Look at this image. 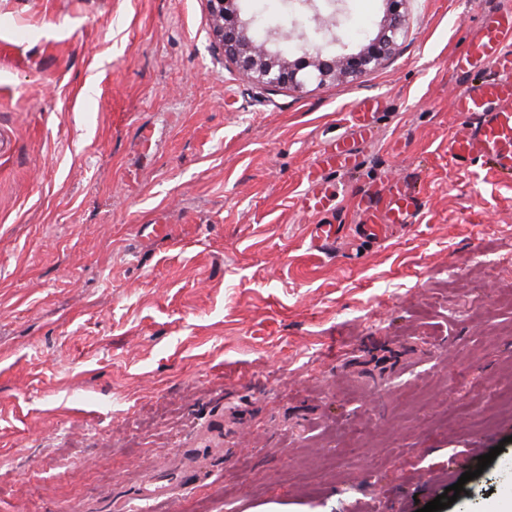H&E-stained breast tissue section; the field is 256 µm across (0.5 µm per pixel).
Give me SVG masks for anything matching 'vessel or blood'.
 Returning <instances> with one entry per match:
<instances>
[{
    "mask_svg": "<svg viewBox=\"0 0 512 512\" xmlns=\"http://www.w3.org/2000/svg\"><path fill=\"white\" fill-rule=\"evenodd\" d=\"M486 61L497 64L500 74L479 85H462L454 96V109L476 117L474 130L456 136L449 147L451 160L461 165L475 160L492 162L499 173L512 175V13L486 14L478 35L457 56L455 67L466 72ZM379 108L376 99L356 101L350 116L363 133L372 130ZM349 149L338 148L322 153L305 180L307 188L296 195L294 204L302 211L316 212L325 207L327 192L322 172L354 164ZM360 216L362 234L372 240L387 238L394 227L414 223L421 203L402 179L368 189L354 198Z\"/></svg>",
    "mask_w": 512,
    "mask_h": 512,
    "instance_id": "obj_1",
    "label": "vessel or blood"
}]
</instances>
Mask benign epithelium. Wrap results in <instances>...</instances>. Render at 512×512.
I'll return each instance as SVG.
<instances>
[{
    "label": "benign epithelium",
    "mask_w": 512,
    "mask_h": 512,
    "mask_svg": "<svg viewBox=\"0 0 512 512\" xmlns=\"http://www.w3.org/2000/svg\"><path fill=\"white\" fill-rule=\"evenodd\" d=\"M303 9L298 24L304 28L314 24L317 34H331L339 25L336 13L324 14L318 0H293ZM234 0H207L212 29L219 49L235 61L242 73L271 87L291 86L303 91L311 82L323 84L354 73H364L384 60L396 47L402 28L397 0H391L383 23L375 36L367 38L362 48L353 53L327 61L302 49L303 56L290 60L282 56L277 45L291 35L274 31L264 43L256 42L249 34L251 21L233 8Z\"/></svg>",
    "instance_id": "benign-epithelium-1"
}]
</instances>
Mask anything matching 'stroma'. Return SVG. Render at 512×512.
Segmentation results:
<instances>
[{"mask_svg": "<svg viewBox=\"0 0 512 512\" xmlns=\"http://www.w3.org/2000/svg\"><path fill=\"white\" fill-rule=\"evenodd\" d=\"M236 6L259 42L293 23ZM343 8L322 58L387 12ZM491 11L512 0H403L389 57L300 93L244 79L205 0H0V512L512 501V177L448 159L455 90L493 73L454 60ZM343 143L333 205L297 210ZM394 178L415 223L361 237L352 194ZM379 108V103L376 99L365 97L359 99L352 106L350 116L355 125L363 133H371L373 118ZM354 163L355 157L349 148L336 147L334 151L322 153L313 167L308 170L305 176L308 187L295 196L294 205L299 210L308 212H317L324 208L328 195L324 187L322 171L346 168Z\"/></svg>", "mask_w": 512, "mask_h": 512, "instance_id": "obj_1", "label": "stroma"}]
</instances>
